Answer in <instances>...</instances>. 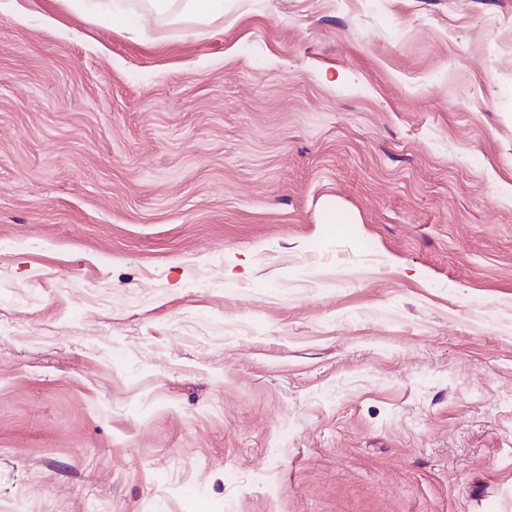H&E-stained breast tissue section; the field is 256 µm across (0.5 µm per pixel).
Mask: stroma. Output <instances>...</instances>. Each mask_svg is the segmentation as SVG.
I'll list each match as a JSON object with an SVG mask.
<instances>
[{
  "label": "stroma",
  "mask_w": 512,
  "mask_h": 512,
  "mask_svg": "<svg viewBox=\"0 0 512 512\" xmlns=\"http://www.w3.org/2000/svg\"><path fill=\"white\" fill-rule=\"evenodd\" d=\"M0 11V512H512V0ZM147 12L170 18L173 22L191 21L207 26L216 15L224 13L223 0H148Z\"/></svg>",
  "instance_id": "obj_1"
}]
</instances>
